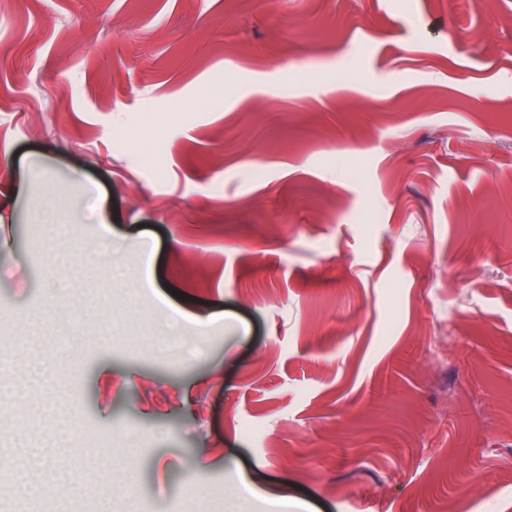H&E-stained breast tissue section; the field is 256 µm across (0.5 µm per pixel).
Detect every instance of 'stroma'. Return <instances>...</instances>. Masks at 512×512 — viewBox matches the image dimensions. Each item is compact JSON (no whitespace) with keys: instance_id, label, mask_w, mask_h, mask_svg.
I'll return each instance as SVG.
<instances>
[{"instance_id":"1","label":"stroma","mask_w":512,"mask_h":512,"mask_svg":"<svg viewBox=\"0 0 512 512\" xmlns=\"http://www.w3.org/2000/svg\"><path fill=\"white\" fill-rule=\"evenodd\" d=\"M5 200L0 512H512V0H0Z\"/></svg>"}]
</instances>
